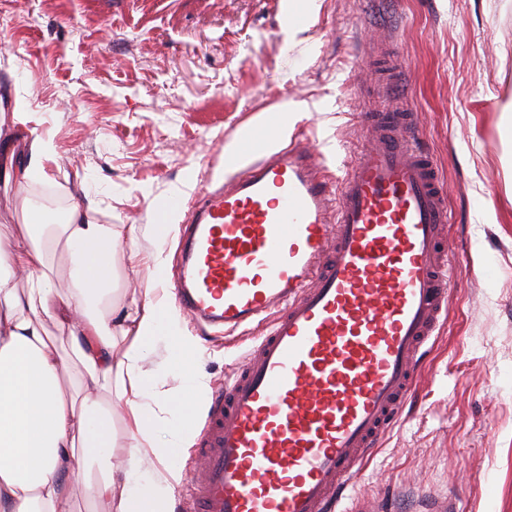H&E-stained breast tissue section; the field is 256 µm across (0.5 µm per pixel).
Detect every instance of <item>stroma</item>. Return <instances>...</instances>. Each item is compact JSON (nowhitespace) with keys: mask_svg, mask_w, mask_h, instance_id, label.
<instances>
[{"mask_svg":"<svg viewBox=\"0 0 512 512\" xmlns=\"http://www.w3.org/2000/svg\"><path fill=\"white\" fill-rule=\"evenodd\" d=\"M289 0H0V150L28 128L51 138L48 179L0 185V226L27 238L26 199L65 206L97 194L89 218L137 246L129 289L157 272L152 227L174 190L206 186L238 131L305 100L290 140L341 173L364 144L386 89L360 51L387 48L446 180L455 255L450 318L431 344L404 419L356 484L369 512H422L450 493L459 512H512V0H316L288 33ZM253 335L209 345L210 386Z\"/></svg>","mask_w":512,"mask_h":512,"instance_id":"1","label":"stroma"}]
</instances>
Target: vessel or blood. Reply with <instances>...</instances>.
I'll return each mask as SVG.
<instances>
[{"mask_svg":"<svg viewBox=\"0 0 512 512\" xmlns=\"http://www.w3.org/2000/svg\"><path fill=\"white\" fill-rule=\"evenodd\" d=\"M414 112L370 113L342 175L294 144L192 202L181 313L270 329L212 393L180 512H365L354 483L450 316L447 192Z\"/></svg>","mask_w":512,"mask_h":512,"instance_id":"obj_1","label":"vessel or blood"}]
</instances>
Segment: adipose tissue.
Returning <instances> with one entry per match:
<instances>
[{
	"instance_id": "obj_1",
	"label": "adipose tissue",
	"mask_w": 512,
	"mask_h": 512,
	"mask_svg": "<svg viewBox=\"0 0 512 512\" xmlns=\"http://www.w3.org/2000/svg\"><path fill=\"white\" fill-rule=\"evenodd\" d=\"M53 144L30 136L24 161L0 159V178L26 186L45 180ZM88 207L72 203L63 223L34 225L19 240L0 228V512H73L71 485L113 512H174L184 474L181 450L209 384L205 349L186 336L172 297L145 289L119 295V267L134 268L136 252L119 253V234L94 224ZM63 250L65 270L48 260ZM66 276L68 293L59 292ZM65 335L77 360L73 396L59 375L65 360L49 342L46 322ZM132 337L122 353L115 335ZM165 339L168 369L183 373L177 394L159 390L142 366ZM127 440L118 443L116 411Z\"/></svg>"
}]
</instances>
